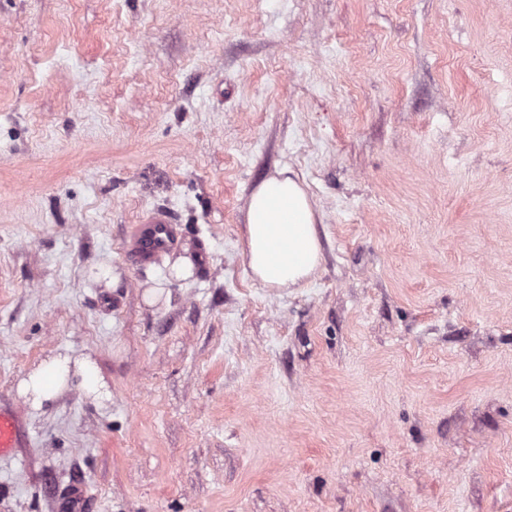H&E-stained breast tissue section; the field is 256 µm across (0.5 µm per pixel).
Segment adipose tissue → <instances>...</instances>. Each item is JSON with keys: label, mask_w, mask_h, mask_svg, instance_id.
Segmentation results:
<instances>
[{"label": "adipose tissue", "mask_w": 512, "mask_h": 512, "mask_svg": "<svg viewBox=\"0 0 512 512\" xmlns=\"http://www.w3.org/2000/svg\"><path fill=\"white\" fill-rule=\"evenodd\" d=\"M243 245L252 276L264 287H299L318 270L322 247L316 212L303 182L291 169H281L252 191ZM76 378L88 391L101 387L97 369L88 358L54 356L20 380L18 393L38 409L67 390Z\"/></svg>", "instance_id": "1"}]
</instances>
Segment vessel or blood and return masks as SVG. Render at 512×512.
Returning <instances> with one entry per match:
<instances>
[{"label": "vessel or blood", "mask_w": 512, "mask_h": 512, "mask_svg": "<svg viewBox=\"0 0 512 512\" xmlns=\"http://www.w3.org/2000/svg\"><path fill=\"white\" fill-rule=\"evenodd\" d=\"M180 242V229L170 210L156 207L130 225L124 252L136 265L146 268L177 249ZM27 439L19 414L9 406L0 405V457L16 455Z\"/></svg>", "instance_id": "b4317fda"}]
</instances>
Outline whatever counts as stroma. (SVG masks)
Instances as JSON below:
<instances>
[{
	"mask_svg": "<svg viewBox=\"0 0 512 512\" xmlns=\"http://www.w3.org/2000/svg\"><path fill=\"white\" fill-rule=\"evenodd\" d=\"M283 168L322 262L278 291ZM60 353L110 398L19 396ZM0 402V512H512V0H0ZM243 245L253 278L265 288L302 286L320 267L316 212L304 183L291 169H281L252 191ZM179 226L170 210L156 207L130 225L125 240V254L141 268H147L178 248ZM28 439L21 417L5 404L0 405V457L14 456Z\"/></svg>",
	"mask_w": 512,
	"mask_h": 512,
	"instance_id": "stroma-1",
	"label": "stroma"
}]
</instances>
